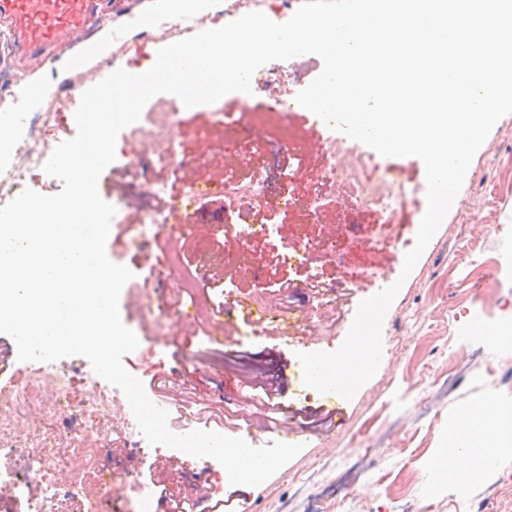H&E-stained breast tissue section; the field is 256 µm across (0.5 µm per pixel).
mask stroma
<instances>
[{
  "label": "stroma",
  "instance_id": "stroma-1",
  "mask_svg": "<svg viewBox=\"0 0 512 512\" xmlns=\"http://www.w3.org/2000/svg\"><path fill=\"white\" fill-rule=\"evenodd\" d=\"M150 2L104 0L103 23L92 33L67 37L63 53L51 58L12 52L8 38L0 37V74L14 73L22 83L36 77L50 87L49 94L27 98L18 130L26 129L33 113L47 110L52 93L69 86L87 90L115 66L151 68L165 41L156 35L161 20L150 16ZM105 35L112 44L107 57L75 72L65 69V57L85 53ZM322 69V60L308 54L274 87L182 108L171 130L170 165L139 145L131 129L119 133L116 160L101 180L127 198L106 243L112 262L132 273L119 312L139 345L123 364L153 403L167 405L173 433L237 437L245 423L233 412L252 411L258 396L237 352L255 358L272 352L300 369L298 353L337 350L359 303L397 283L401 289L383 321L376 373L343 401L340 425L289 436V443L301 444L300 453L256 487L227 484L210 492L199 458L170 447L129 445L115 426L98 445L119 471L153 493L165 489L186 500L187 512L227 497L238 512H512V447L503 449L492 472L462 488L433 467L459 413L491 396L512 401V349H495L480 333L512 325V114L492 128L448 214L405 277L404 258L427 209L425 166L414 156L384 158L411 195L393 220L390 239L377 238L379 215L324 185L326 143L338 131L296 100ZM277 95L286 98L288 113L274 109ZM259 175L266 179L274 230L245 243L239 237L244 205L225 199L220 188ZM193 185L203 196L188 211L171 212L162 235L143 239L142 211L180 198ZM317 194L327 202L308 213ZM282 196L293 198L294 207L279 205ZM339 226L346 235L338 264L324 255L323 245ZM299 236L307 262L284 263ZM367 268L376 277H363ZM188 277L203 286L208 316L182 318L172 308L140 305L139 290L169 300ZM254 295L310 319L287 325L275 318L255 330L241 319L225 323L227 303ZM490 364L497 367L492 377L486 373ZM360 436L376 450V468L338 462V449Z\"/></svg>",
  "mask_w": 512,
  "mask_h": 512
}]
</instances>
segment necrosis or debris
<instances>
[{"label":"necrosis or debris","mask_w":512,"mask_h":512,"mask_svg":"<svg viewBox=\"0 0 512 512\" xmlns=\"http://www.w3.org/2000/svg\"><path fill=\"white\" fill-rule=\"evenodd\" d=\"M178 100L157 105L150 120L136 128L140 141L149 146L167 143L179 114ZM48 112L34 114L29 123L30 142L23 149L21 165L0 178V205L10 199L28 174L42 167L50 143L45 137ZM325 180L341 186L366 209L393 215L408 199L407 188L391 172L368 156L358 154L347 141H333L327 147ZM227 198L245 202L249 216L243 227L244 238L267 235L268 206L263 177L244 184H227ZM83 386L92 400L91 407L72 405L67 396L69 379L56 363H33L23 386L0 391V471L8 478L24 476L26 512H71L74 500H84L87 512H96L100 498L110 496L116 476L111 465L100 459L93 441L106 435L101 424L104 415L122 423L129 438L141 439L142 433L130 406L119 398L118 387L88 373ZM43 401L44 416L64 436L78 441V448L56 456L36 433L20 427L23 417L35 401ZM95 462L97 490L88 493L84 482L88 462Z\"/></svg>","instance_id":"obj_1"}]
</instances>
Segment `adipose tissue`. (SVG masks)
Returning <instances> with one entry per match:
<instances>
[{"instance_id":"obj_1","label":"adipose tissue","mask_w":512,"mask_h":512,"mask_svg":"<svg viewBox=\"0 0 512 512\" xmlns=\"http://www.w3.org/2000/svg\"><path fill=\"white\" fill-rule=\"evenodd\" d=\"M453 430V440L438 454L435 467L462 484L493 470L502 449L512 447V424L494 397L460 413Z\"/></svg>"}]
</instances>
